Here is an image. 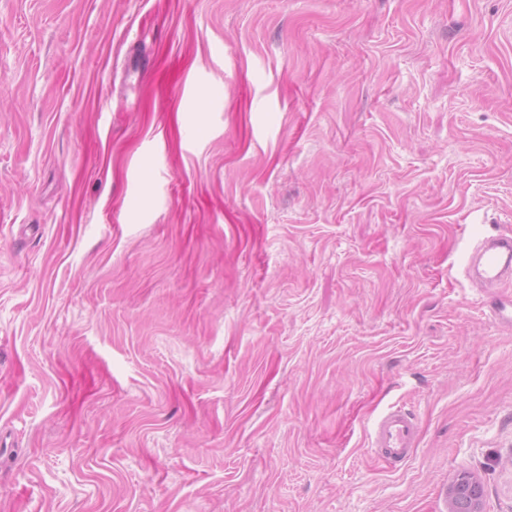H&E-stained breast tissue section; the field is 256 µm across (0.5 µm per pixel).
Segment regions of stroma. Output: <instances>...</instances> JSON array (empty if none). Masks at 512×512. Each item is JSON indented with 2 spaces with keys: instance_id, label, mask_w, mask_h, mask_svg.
Instances as JSON below:
<instances>
[{
  "instance_id": "stroma-1",
  "label": "stroma",
  "mask_w": 512,
  "mask_h": 512,
  "mask_svg": "<svg viewBox=\"0 0 512 512\" xmlns=\"http://www.w3.org/2000/svg\"><path fill=\"white\" fill-rule=\"evenodd\" d=\"M507 232L512 0H0V512H512ZM474 261L478 279L485 288H497L512 281V234L501 233L481 240L469 263ZM419 423L404 407H391L374 423L371 447L389 464L406 461L417 447Z\"/></svg>"
}]
</instances>
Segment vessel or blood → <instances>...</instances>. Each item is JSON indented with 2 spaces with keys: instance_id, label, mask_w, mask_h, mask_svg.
Instances as JSON below:
<instances>
[{
  "instance_id": "obj_1",
  "label": "vessel or blood",
  "mask_w": 512,
  "mask_h": 512,
  "mask_svg": "<svg viewBox=\"0 0 512 512\" xmlns=\"http://www.w3.org/2000/svg\"><path fill=\"white\" fill-rule=\"evenodd\" d=\"M479 281L497 289L492 312L500 323L512 326V295L502 292L503 284L512 281V234L501 233L481 240L473 250ZM419 423L416 416L402 407L384 412L370 434L371 445L387 463L406 461L417 446Z\"/></svg>"
}]
</instances>
